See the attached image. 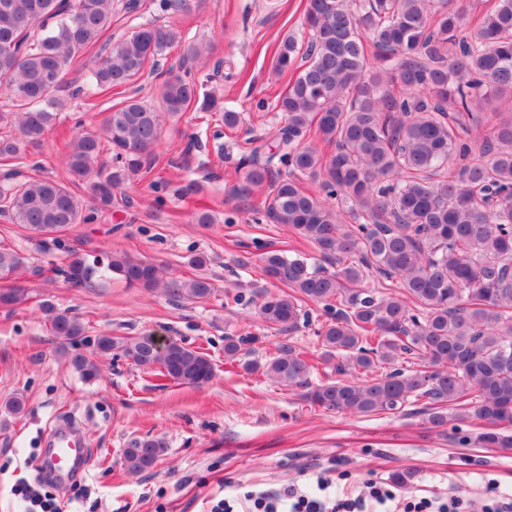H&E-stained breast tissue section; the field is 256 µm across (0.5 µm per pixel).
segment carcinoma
<instances>
[{
    "instance_id": "1",
    "label": "carcinoma",
    "mask_w": 512,
    "mask_h": 512,
    "mask_svg": "<svg viewBox=\"0 0 512 512\" xmlns=\"http://www.w3.org/2000/svg\"><path fill=\"white\" fill-rule=\"evenodd\" d=\"M116 0H0V162L21 165L42 146L65 106L62 92L79 53L112 27ZM310 39L295 64L297 42L285 37L276 69L293 71L275 101L286 116L271 141L254 140L238 162L243 186H266L265 217L313 244L322 262L270 249L262 257L277 291L252 292L247 304L269 328L290 332L303 305L334 310L319 336L323 358L339 377L316 386L312 365L294 347L278 346L262 364L244 360L243 339L224 337V359L261 370L285 389L305 390L314 407L372 416L425 402L435 427L469 422L464 445L512 450V0H493L469 25L451 0H306ZM196 59L205 46L183 43L180 31L139 26L85 71L100 92L128 86L149 62L176 44ZM199 93L195 82L169 74L164 112L131 96L112 109L102 133L80 131L65 154L67 173L87 181L93 199L112 206V189L152 162L163 113L174 114ZM493 134L478 141L483 113ZM332 146L303 143L309 131ZM110 151L109 160L103 159ZM457 166L445 173L448 161ZM0 180V217L36 237L91 220L63 182L42 177ZM319 180L324 197L301 179ZM56 270L77 288L108 274L172 301L198 302L215 291L209 278L164 277L153 262L114 253L103 262L77 249ZM28 268V257L0 246V280ZM62 352L82 345L70 365L87 382L97 358L122 355L174 383L201 387L214 376L206 354L183 341L163 350L153 337L87 336L77 317L41 305ZM420 360L402 369L404 356ZM166 443L146 436L123 449L125 469L151 468Z\"/></svg>"
}]
</instances>
